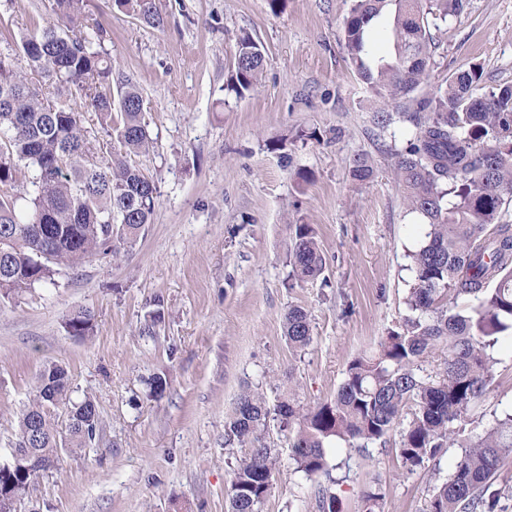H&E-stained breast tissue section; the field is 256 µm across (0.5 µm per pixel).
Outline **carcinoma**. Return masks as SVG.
I'll list each match as a JSON object with an SVG mask.
<instances>
[{"instance_id":"obj_1","label":"carcinoma","mask_w":512,"mask_h":512,"mask_svg":"<svg viewBox=\"0 0 512 512\" xmlns=\"http://www.w3.org/2000/svg\"><path fill=\"white\" fill-rule=\"evenodd\" d=\"M117 9L152 27L164 24L155 0H112ZM393 7L389 57L373 54L370 32ZM462 0H353L343 35L350 62L368 94L396 111L425 113L397 153L396 181L408 211L429 227L409 253L413 280L408 314L369 354L348 362L335 396L313 406L290 397L271 406L247 391L224 425V446L244 449L228 490V512H262L275 481L276 459L264 436L269 420L288 432L296 470L318 483L319 512H342L332 489L328 449L338 441L384 445L400 430L398 454L420 467L444 448H463L448 479L432 491L428 512H496L495 480L512 457V413L483 434L462 437L472 407L493 380L491 349L512 335V224L500 222L512 193V86L475 93L482 69L474 64L448 78L429 98L415 92L428 77L429 18L447 20ZM52 20L0 51V300L53 281L63 268L118 256L152 223L158 190L131 157L154 148L138 85L125 80L112 100L107 31L85 11V0H51ZM226 89L250 91L264 69V52L249 34L236 44ZM77 97L84 110L67 103ZM92 112L97 124L89 123ZM351 175L365 181L364 155ZM289 277L325 273L327 260L309 224L295 225L288 246ZM464 299L456 311L448 302ZM94 316L75 308L65 327L74 336L93 330ZM288 344L306 348L311 314L291 307L284 317ZM438 352L432 369L424 364ZM67 415L58 431L57 410ZM410 414L402 424L404 413ZM99 413L90 398L72 400L67 371L43 366L33 400L20 412L13 447L60 464L65 446L95 440ZM37 478L13 461L0 464V494L23 498ZM380 487H367L364 512H384Z\"/></svg>"}]
</instances>
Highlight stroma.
Wrapping results in <instances>:
<instances>
[{
  "mask_svg": "<svg viewBox=\"0 0 512 512\" xmlns=\"http://www.w3.org/2000/svg\"><path fill=\"white\" fill-rule=\"evenodd\" d=\"M153 28L86 0L106 28L112 82L132 79L157 148L136 162L159 188L153 222L119 258L103 256L0 302V463L10 456L18 415L40 368L63 365L73 399L92 398L100 429L89 448L66 451L41 475L22 512H227V490L242 449L224 444V423L241 395L269 404L296 392L312 405L333 397L348 362L375 348L407 313L408 249L425 227L408 215L395 181L396 154L416 131L412 112L375 118L343 47L351 0H156ZM50 0H0V27L45 21ZM250 33L265 67L243 97L224 85L236 42ZM430 97L454 73L478 64V93L512 85V0H465L431 27ZM312 133L295 143L298 131ZM285 150H276L278 140ZM370 157L372 179L350 174ZM300 170L311 172L304 183ZM312 225L329 264V284L289 286L290 227ZM164 320L144 324L155 307ZM300 306L312 319L308 347H290L283 320ZM83 307L94 332L69 334L67 315ZM494 380L469 415L478 436L512 411V337L492 350ZM167 389L154 397L150 384ZM278 472L263 512H318L316 481L297 472L286 433L266 434ZM386 445L328 454L343 512H362V492L385 494L386 512H427L434 484L462 450L443 449L424 467L402 463Z\"/></svg>",
  "mask_w": 512,
  "mask_h": 512,
  "instance_id": "stroma-1",
  "label": "stroma"
}]
</instances>
